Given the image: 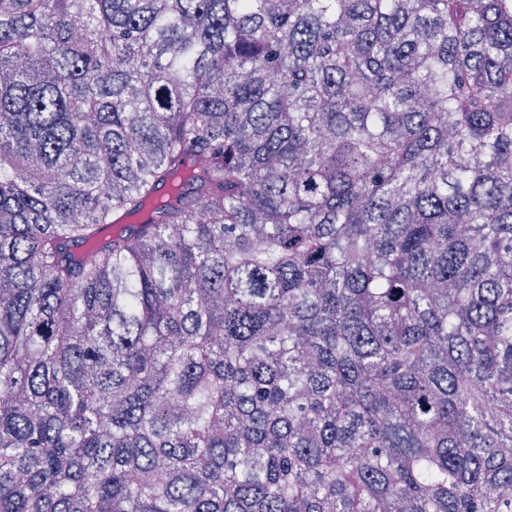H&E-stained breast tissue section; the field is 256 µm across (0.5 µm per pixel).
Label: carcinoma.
<instances>
[{
	"instance_id": "obj_1",
	"label": "carcinoma",
	"mask_w": 512,
	"mask_h": 512,
	"mask_svg": "<svg viewBox=\"0 0 512 512\" xmlns=\"http://www.w3.org/2000/svg\"><path fill=\"white\" fill-rule=\"evenodd\" d=\"M0 512H512V0H0Z\"/></svg>"
}]
</instances>
